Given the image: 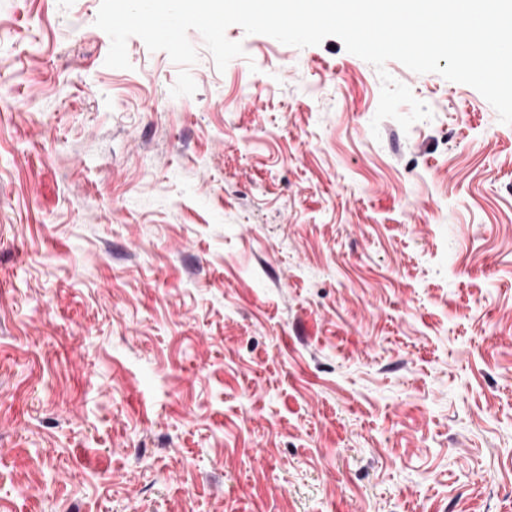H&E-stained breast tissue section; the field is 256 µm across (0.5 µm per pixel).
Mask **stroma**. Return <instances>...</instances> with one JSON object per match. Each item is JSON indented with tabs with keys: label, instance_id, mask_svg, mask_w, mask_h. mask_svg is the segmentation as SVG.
Listing matches in <instances>:
<instances>
[{
	"label": "stroma",
	"instance_id": "1",
	"mask_svg": "<svg viewBox=\"0 0 512 512\" xmlns=\"http://www.w3.org/2000/svg\"><path fill=\"white\" fill-rule=\"evenodd\" d=\"M0 0V512H512V125L331 36L197 90Z\"/></svg>",
	"mask_w": 512,
	"mask_h": 512
}]
</instances>
